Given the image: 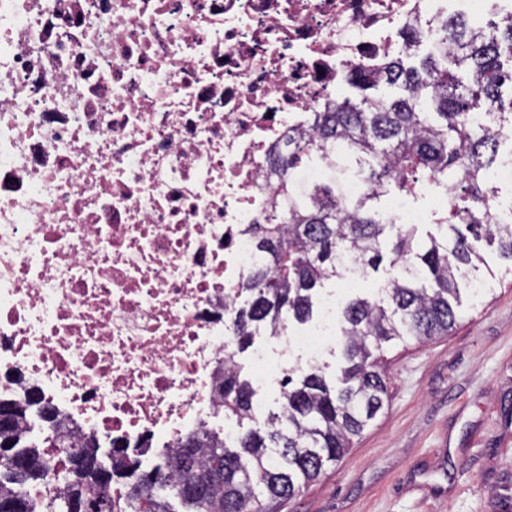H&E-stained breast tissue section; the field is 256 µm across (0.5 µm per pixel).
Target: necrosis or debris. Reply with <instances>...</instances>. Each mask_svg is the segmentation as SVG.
Wrapping results in <instances>:
<instances>
[{
    "instance_id": "4bbe7bcc",
    "label": "necrosis or debris",
    "mask_w": 512,
    "mask_h": 512,
    "mask_svg": "<svg viewBox=\"0 0 512 512\" xmlns=\"http://www.w3.org/2000/svg\"><path fill=\"white\" fill-rule=\"evenodd\" d=\"M451 0H0V398L152 462L217 423L269 158Z\"/></svg>"
}]
</instances>
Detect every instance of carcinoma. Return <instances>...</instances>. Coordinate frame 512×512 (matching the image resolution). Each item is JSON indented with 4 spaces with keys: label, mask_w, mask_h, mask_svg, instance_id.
I'll use <instances>...</instances> for the list:
<instances>
[{
    "label": "carcinoma",
    "mask_w": 512,
    "mask_h": 512,
    "mask_svg": "<svg viewBox=\"0 0 512 512\" xmlns=\"http://www.w3.org/2000/svg\"><path fill=\"white\" fill-rule=\"evenodd\" d=\"M441 43L423 54L395 55L382 72L361 71L349 87L357 102L338 97L311 115L308 128L288 135L270 171L288 212L276 224L249 231L269 256L240 288L220 407L239 423L252 420L254 390L236 361L257 336H280L287 323L313 316L314 298L331 279H363L388 261L378 297H357L343 311L338 382L318 366L290 369L281 380V411L265 431L246 428L234 449L214 432L188 434L150 470L123 448H112L109 476L84 466L98 457V441L58 435L51 442L67 463L66 489L33 499L25 487L48 485L53 457L30 447L23 425L41 414L33 389L0 399L11 422L0 428V501L14 512H271L263 505L293 497L329 462L342 459L383 409L387 386L376 352L394 340L446 336L458 323L459 282L478 294L494 276L483 256L496 248L512 262V211L497 212L500 187L492 173L512 164V13L484 24L450 19ZM490 115V124L477 113ZM360 180L364 195L345 196ZM446 204L423 241L418 225L398 224L388 211L394 197L417 199L429 188ZM12 457L28 469L10 470Z\"/></svg>",
    "instance_id": "1"
}]
</instances>
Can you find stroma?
<instances>
[{
	"mask_svg": "<svg viewBox=\"0 0 512 512\" xmlns=\"http://www.w3.org/2000/svg\"><path fill=\"white\" fill-rule=\"evenodd\" d=\"M489 295L463 296L452 333L383 346L388 401L343 459L273 512H512V264L493 249ZM259 404L280 386L238 355Z\"/></svg>",
	"mask_w": 512,
	"mask_h": 512,
	"instance_id": "35a3bbf8",
	"label": "stroma"
}]
</instances>
